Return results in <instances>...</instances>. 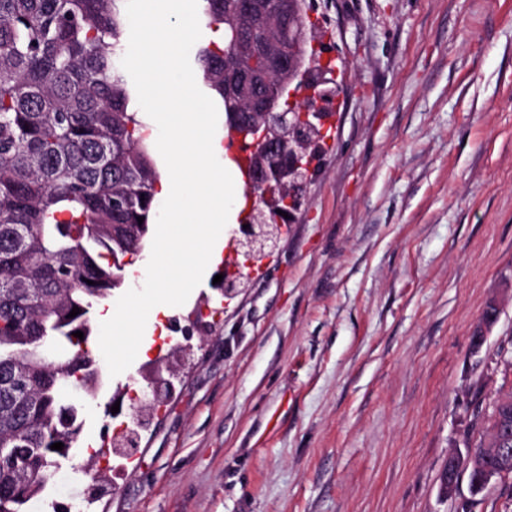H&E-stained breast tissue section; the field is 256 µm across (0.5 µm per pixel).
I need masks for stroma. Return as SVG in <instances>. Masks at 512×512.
I'll list each match as a JSON object with an SVG mask.
<instances>
[{
	"label": "stroma",
	"mask_w": 512,
	"mask_h": 512,
	"mask_svg": "<svg viewBox=\"0 0 512 512\" xmlns=\"http://www.w3.org/2000/svg\"><path fill=\"white\" fill-rule=\"evenodd\" d=\"M311 16L340 90L302 208L247 288L223 301L215 266L88 404L84 443L111 446L113 393L191 331L171 398L88 512H512V484L475 498L464 474L440 495L512 392V0ZM85 467L63 463L51 498L80 500Z\"/></svg>",
	"instance_id": "stroma-1"
}]
</instances>
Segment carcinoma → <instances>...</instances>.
<instances>
[{"instance_id": "cac0c4a2", "label": "carcinoma", "mask_w": 512, "mask_h": 512, "mask_svg": "<svg viewBox=\"0 0 512 512\" xmlns=\"http://www.w3.org/2000/svg\"><path fill=\"white\" fill-rule=\"evenodd\" d=\"M125 0H0V512H26L82 447L75 395L91 349L94 305L125 282L124 258L149 233L159 172L121 65ZM200 19L225 36L197 50L196 75L226 112H254L260 91L224 94L235 40L271 47L280 0H200ZM288 106V74L269 78ZM143 222H138V218ZM81 313L72 317L73 307ZM81 331L84 339L74 336ZM471 445L469 482L512 448V393ZM63 443V450L51 445Z\"/></svg>"}]
</instances>
